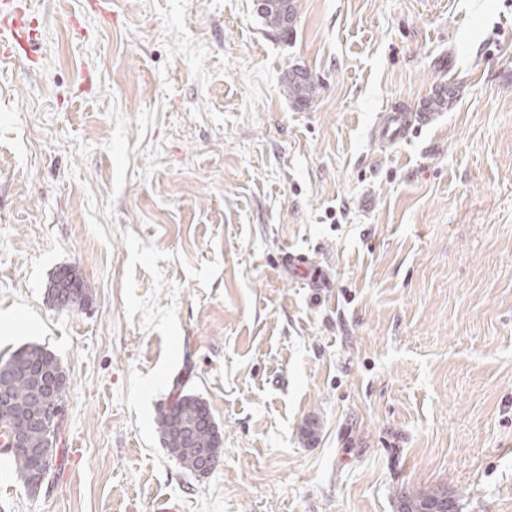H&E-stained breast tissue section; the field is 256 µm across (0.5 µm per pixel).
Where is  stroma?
I'll return each instance as SVG.
<instances>
[{
  "label": "stroma",
  "mask_w": 512,
  "mask_h": 512,
  "mask_svg": "<svg viewBox=\"0 0 512 512\" xmlns=\"http://www.w3.org/2000/svg\"><path fill=\"white\" fill-rule=\"evenodd\" d=\"M24 3L0 358L45 347L69 386L53 478L29 495L0 457V512H397L437 487L512 512V0H299L286 39L253 0ZM439 89L432 125L372 139ZM178 389L221 432L208 474L158 430ZM282 90L300 108L309 106L318 93V87L302 69L289 70L284 75ZM86 294V288L70 272L60 273L51 290L53 301L57 306L63 307L76 305Z\"/></svg>",
  "instance_id": "35a3bbf8"
}]
</instances>
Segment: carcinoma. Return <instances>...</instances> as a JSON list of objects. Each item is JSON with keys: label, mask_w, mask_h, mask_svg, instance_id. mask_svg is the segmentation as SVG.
I'll use <instances>...</instances> for the list:
<instances>
[{"label": "carcinoma", "mask_w": 512, "mask_h": 512, "mask_svg": "<svg viewBox=\"0 0 512 512\" xmlns=\"http://www.w3.org/2000/svg\"><path fill=\"white\" fill-rule=\"evenodd\" d=\"M263 2L264 7L256 9V12L264 26L284 39L290 37L295 26L284 21L274 0ZM282 90L300 108L309 106L318 93V87L301 69L290 70L284 75ZM86 294L87 290L69 272L59 274L51 290L53 301L63 307L77 304ZM36 374L44 381L57 379V387L43 386L39 393H34L30 376ZM68 384V375L54 355L37 345L22 347L5 363H0V399L6 395L10 402L7 409L0 403V427L11 426L22 434L23 439V443L16 447L0 451L9 455L17 479L32 495L41 491L45 480L39 479L40 461L30 456L28 449H39L43 461L52 465L58 455L60 438L53 437L49 427L28 425L23 417L40 415L48 406L62 405ZM157 425L170 455L189 471L203 475L209 473V470L203 468V458L194 452L196 448L207 449L211 465L219 462L222 454L221 435L201 399L189 394L176 396L172 406L160 414ZM445 494V490L433 488L413 496L405 495L404 512H412L421 502L438 501Z\"/></svg>", "instance_id": "cac0c4a2"}]
</instances>
